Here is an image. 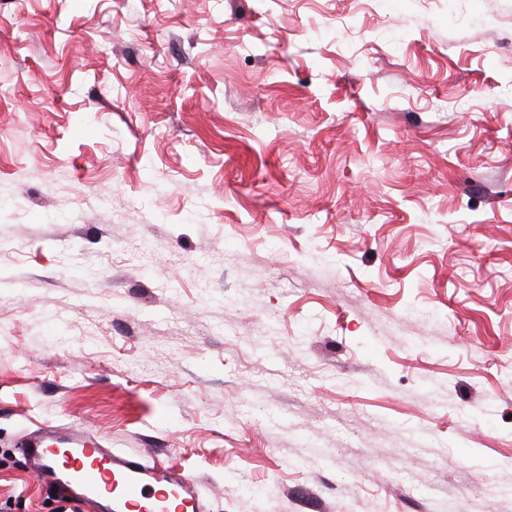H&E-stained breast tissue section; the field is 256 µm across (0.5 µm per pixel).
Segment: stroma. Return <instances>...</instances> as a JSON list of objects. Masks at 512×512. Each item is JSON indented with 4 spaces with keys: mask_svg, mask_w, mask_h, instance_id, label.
Here are the masks:
<instances>
[{
    "mask_svg": "<svg viewBox=\"0 0 512 512\" xmlns=\"http://www.w3.org/2000/svg\"><path fill=\"white\" fill-rule=\"evenodd\" d=\"M85 424L207 512H512V0H0V505Z\"/></svg>",
    "mask_w": 512,
    "mask_h": 512,
    "instance_id": "stroma-1",
    "label": "stroma"
}]
</instances>
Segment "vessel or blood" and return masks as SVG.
Returning <instances> with one entry per match:
<instances>
[{
    "label": "vessel or blood",
    "mask_w": 512,
    "mask_h": 512,
    "mask_svg": "<svg viewBox=\"0 0 512 512\" xmlns=\"http://www.w3.org/2000/svg\"><path fill=\"white\" fill-rule=\"evenodd\" d=\"M21 453L36 476L75 485L100 512H196L197 478L113 453L89 429L44 427Z\"/></svg>",
    "instance_id": "b4317fda"
}]
</instances>
